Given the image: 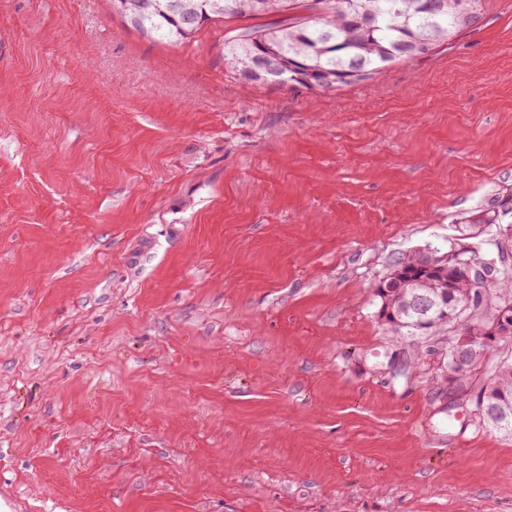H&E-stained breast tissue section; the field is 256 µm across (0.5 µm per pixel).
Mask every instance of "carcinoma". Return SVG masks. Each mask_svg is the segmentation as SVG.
<instances>
[{
  "mask_svg": "<svg viewBox=\"0 0 512 512\" xmlns=\"http://www.w3.org/2000/svg\"><path fill=\"white\" fill-rule=\"evenodd\" d=\"M440 18L429 24L419 11L420 0H130L120 13L143 35L172 44L185 43L206 25L235 18L277 16L274 23L238 28L224 40V61L241 75L253 57L269 50L279 58L281 85L332 90L374 80L389 66L421 57L416 49L448 47L460 32L474 25L483 0H440ZM353 61L363 69L347 78ZM512 247V229L504 228L496 242L497 258L484 259L480 250L418 251L400 258L376 288L380 315L396 331L414 335L412 325L423 321L432 332L448 324L479 328L491 324L506 304H512V265L504 257ZM494 267L486 299L455 315L451 305L469 299L475 286L461 261ZM434 300L425 313L413 306V295ZM512 342V328L497 338L476 343L472 359L455 368L454 381L462 386L472 368L490 347ZM488 413L479 417L489 429L512 439V362H503L492 382L476 396Z\"/></svg>",
  "mask_w": 512,
  "mask_h": 512,
  "instance_id": "1",
  "label": "carcinoma"
}]
</instances>
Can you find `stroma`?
Masks as SVG:
<instances>
[{
    "label": "stroma",
    "mask_w": 512,
    "mask_h": 512,
    "mask_svg": "<svg viewBox=\"0 0 512 512\" xmlns=\"http://www.w3.org/2000/svg\"><path fill=\"white\" fill-rule=\"evenodd\" d=\"M110 0H0V493L20 512H512V439L393 340L403 254L512 221V0L335 90Z\"/></svg>",
    "instance_id": "obj_1"
}]
</instances>
